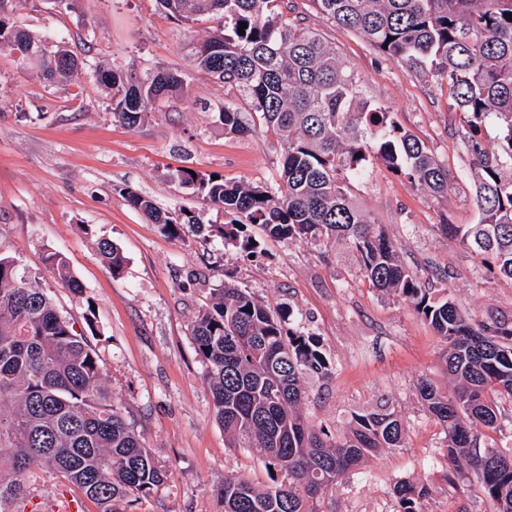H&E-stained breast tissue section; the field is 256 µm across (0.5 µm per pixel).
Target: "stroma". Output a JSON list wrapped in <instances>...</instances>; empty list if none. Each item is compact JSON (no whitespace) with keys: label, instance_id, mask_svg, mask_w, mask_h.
I'll return each instance as SVG.
<instances>
[{"label":"stroma","instance_id":"35a3bbf8","mask_svg":"<svg viewBox=\"0 0 512 512\" xmlns=\"http://www.w3.org/2000/svg\"><path fill=\"white\" fill-rule=\"evenodd\" d=\"M294 4L358 75L366 97L388 107L391 121L415 134L448 170V194L437 197L373 159L351 182L352 200L383 225L400 259L430 279L436 296L454 299L479 320L512 319V281L440 230L445 222L479 220L463 113L451 109L447 90L432 78L332 25L313 0ZM1 12L49 50L67 49L84 61L78 73L50 82L0 47V254L19 259L76 330L94 326L90 342L114 407L166 467L163 484L128 512H224L225 476L247 478L260 489L271 483L261 449L230 447L191 338L192 321L228 277L284 314L292 329L318 339L330 373L304 380L300 412L310 424L340 434L354 415L385 404L401 412L403 446L381 449L346 474L318 512H397L399 481L426 487L424 512H494L473 470L449 465L446 434L418 395L425 379L452 393L445 343L410 301L369 284L344 241H280L254 226L259 247L250 255L204 233L170 236L130 205L135 193L172 217L187 210L220 224L223 212L180 184L179 169L215 174L228 184L277 185L279 138L225 133L219 109L228 103L246 115L249 104L187 56L188 42L215 32L216 16L185 21L156 0H6ZM97 67L178 70L192 96L169 99L138 128L126 129L112 120L110 99L92 75ZM101 237L122 249L120 275L103 262L96 247ZM55 250L82 294L62 288L46 269L44 257ZM70 492L48 469L26 488L38 512H59Z\"/></svg>","mask_w":512,"mask_h":512}]
</instances>
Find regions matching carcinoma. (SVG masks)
Segmentation results:
<instances>
[{
  "instance_id": "cac0c4a2",
  "label": "carcinoma",
  "mask_w": 512,
  "mask_h": 512,
  "mask_svg": "<svg viewBox=\"0 0 512 512\" xmlns=\"http://www.w3.org/2000/svg\"><path fill=\"white\" fill-rule=\"evenodd\" d=\"M335 24L363 34L381 54L447 87L454 108L467 115L464 144L476 165V224H442L497 272L512 280V0H314ZM186 20L200 12L219 28L190 50L194 66L234 84L250 99L254 117L232 105L219 120L227 134L265 130L282 139L280 183L272 190L226 185L189 170L177 178L198 187L229 221L205 227L181 213L176 220L153 203L129 194L130 205L167 234L206 230L227 244L254 252L249 229L274 238L317 242L342 239L373 287L410 300L446 345L453 397L428 380L421 402L448 434L445 456L479 470L484 496L495 512H512V448L480 444L485 431L503 430L500 403H512V320L479 321L451 298L439 299L398 257L380 224L360 210L344 185L367 152L411 183L448 194V172L413 133L389 121L384 106L368 101L354 73L302 19L283 21L290 0H157ZM247 23L239 33V23ZM393 40H388V37ZM0 46L32 50L49 80L73 72L74 55L50 52L42 40L0 16ZM111 96L112 118L133 129L160 103L189 97L183 74L168 69L93 70ZM488 124L499 130L486 146ZM97 248L112 274L125 256L102 238ZM54 279L73 294L80 281L59 252L46 257ZM285 317L245 288L226 282L211 306L192 323L197 354L207 368L217 420L242 448H259L269 467L284 473L260 490L224 478V512H315L314 503L381 448H399L405 428L400 411L385 405L358 414L336 434L309 425L298 412L305 376L325 377L329 364L311 336L285 328ZM49 469L75 486L98 512H119L150 495L166 470L114 408L103 365L88 337L62 317L52 297L34 284L18 260L0 255V512L24 496V480ZM398 512H422L424 486H394Z\"/></svg>"
}]
</instances>
